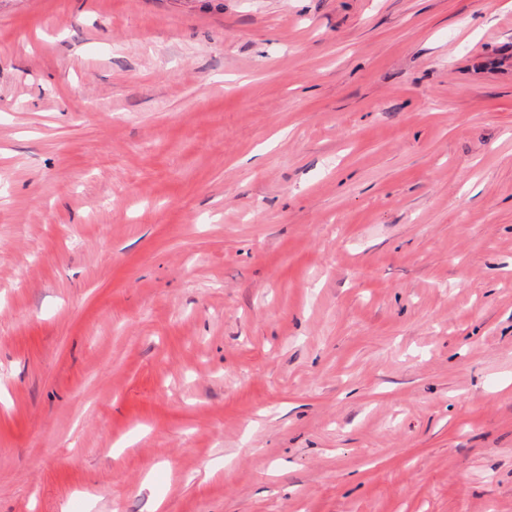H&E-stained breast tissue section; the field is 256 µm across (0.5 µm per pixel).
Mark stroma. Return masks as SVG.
Returning <instances> with one entry per match:
<instances>
[{
    "label": "stroma",
    "mask_w": 512,
    "mask_h": 512,
    "mask_svg": "<svg viewBox=\"0 0 512 512\" xmlns=\"http://www.w3.org/2000/svg\"><path fill=\"white\" fill-rule=\"evenodd\" d=\"M512 512L507 0H0V512Z\"/></svg>",
    "instance_id": "1"
}]
</instances>
